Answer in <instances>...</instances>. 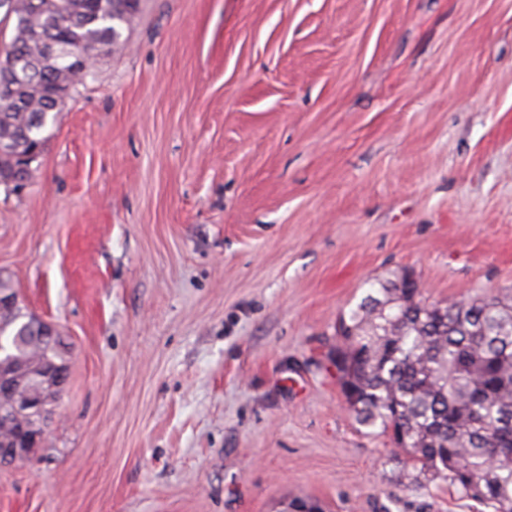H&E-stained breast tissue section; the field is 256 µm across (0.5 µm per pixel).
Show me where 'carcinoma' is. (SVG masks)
<instances>
[{"label": "carcinoma", "mask_w": 512, "mask_h": 512, "mask_svg": "<svg viewBox=\"0 0 512 512\" xmlns=\"http://www.w3.org/2000/svg\"><path fill=\"white\" fill-rule=\"evenodd\" d=\"M112 12V0H9L0 24L13 23L3 49L34 82L15 86L16 106L0 108V141L23 137L0 152V185L15 191L37 168L21 156L44 152L55 102L78 96L95 80V67H75L68 56L41 61L42 33L65 48L88 52L126 43L139 13ZM32 315L18 304L0 314V367L43 362L67 367L61 335H35ZM331 363L355 422L390 435L408 459L410 484L445 483L488 512H512V297L427 302L407 274L370 281L361 301L341 314Z\"/></svg>", "instance_id": "1"}]
</instances>
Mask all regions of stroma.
<instances>
[{"instance_id": "obj_1", "label": "stroma", "mask_w": 512, "mask_h": 512, "mask_svg": "<svg viewBox=\"0 0 512 512\" xmlns=\"http://www.w3.org/2000/svg\"><path fill=\"white\" fill-rule=\"evenodd\" d=\"M51 133L0 275L69 369L0 512H472L330 354L394 271L512 295V0H141Z\"/></svg>"}]
</instances>
